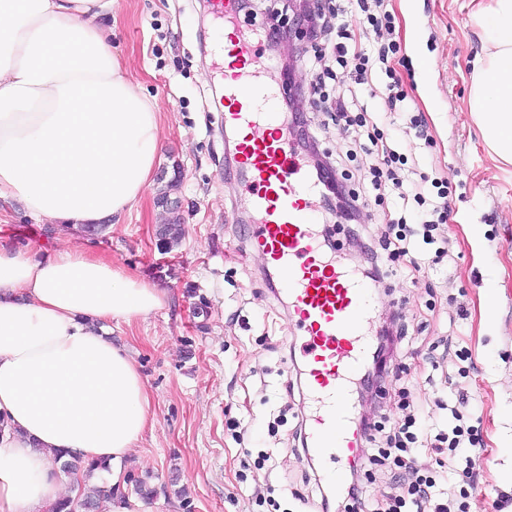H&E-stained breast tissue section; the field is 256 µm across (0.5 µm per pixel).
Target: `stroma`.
Here are the masks:
<instances>
[{
    "instance_id": "stroma-1",
    "label": "stroma",
    "mask_w": 512,
    "mask_h": 512,
    "mask_svg": "<svg viewBox=\"0 0 512 512\" xmlns=\"http://www.w3.org/2000/svg\"><path fill=\"white\" fill-rule=\"evenodd\" d=\"M387 8L399 47L392 64L426 136L390 125L380 98L364 93L359 104L391 147L412 156L415 174L449 176L451 213L438 233L450 255L414 275L393 262L373 294L379 313L397 310L406 329L399 353L409 400L441 428L449 400L477 401L481 477L467 512H487L496 498L512 512V164L493 154L469 110L472 63L486 45L472 0H388ZM113 15V53L164 114L157 169L177 177L183 222L179 244L161 246L153 228L163 208L148 194L120 224L76 240L166 294L148 318L112 329L147 386L153 422L127 471L155 495L132 492L127 504L131 512H313L332 482L299 452L310 424L306 388L286 381L305 367L304 338L252 249L255 226L239 203L234 144L212 104L218 24L201 0H116ZM326 107L316 98L306 114L322 149L348 171L368 165L362 152L347 159L354 135ZM59 235L21 212L0 223V236L25 253L46 254ZM462 348L472 361L463 377L445 356ZM308 471L315 482H304Z\"/></svg>"
}]
</instances>
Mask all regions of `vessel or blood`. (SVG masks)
<instances>
[{"instance_id":"1","label":"vessel or blood","mask_w":512,"mask_h":512,"mask_svg":"<svg viewBox=\"0 0 512 512\" xmlns=\"http://www.w3.org/2000/svg\"><path fill=\"white\" fill-rule=\"evenodd\" d=\"M238 5L239 0H210L229 40L214 47L215 56L231 59L224 76V126L242 135L238 162L258 248L305 338L313 410L308 450L343 471L355 452L353 391L370 356L367 329L374 302L355 273L324 252L315 226L307 221L316 183L288 143L276 89L259 74L263 45L234 24Z\"/></svg>"}]
</instances>
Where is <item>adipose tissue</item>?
I'll return each mask as SVG.
<instances>
[{"mask_svg": "<svg viewBox=\"0 0 512 512\" xmlns=\"http://www.w3.org/2000/svg\"><path fill=\"white\" fill-rule=\"evenodd\" d=\"M115 0H0V203L66 231L120 223L155 187L162 117L112 51ZM487 54L469 108L512 162V0L474 12ZM135 272L65 241L43 257L0 240V512H52L63 461L117 484L150 397L113 324L161 308Z\"/></svg>", "mask_w": 512, "mask_h": 512, "instance_id": "obj_1", "label": "adipose tissue"}]
</instances>
